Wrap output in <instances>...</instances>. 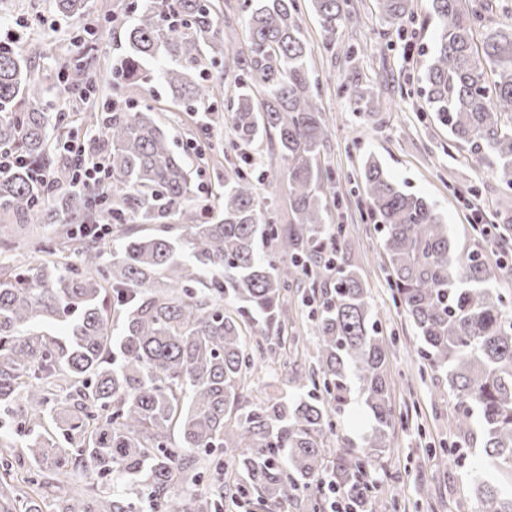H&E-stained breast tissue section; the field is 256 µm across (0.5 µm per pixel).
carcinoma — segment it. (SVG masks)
Here are the masks:
<instances>
[{"label": "carcinoma", "instance_id": "carcinoma-1", "mask_svg": "<svg viewBox=\"0 0 512 512\" xmlns=\"http://www.w3.org/2000/svg\"><path fill=\"white\" fill-rule=\"evenodd\" d=\"M73 19V45L99 40L98 28L124 30L109 65L107 95L90 92L96 58L38 77L29 55L0 44V147L18 166L0 174V512H214L224 491L255 495L275 509L319 488L329 474L338 494L361 512L376 501L368 462L389 447L395 415L385 340L367 288L332 235L336 268L323 260L330 202L321 151L329 139L311 79L296 0H243L248 41L224 47L216 0H131L85 23L89 0H54ZM386 23L402 29L409 0H378ZM434 49L422 74L425 106L455 141L482 162L496 161L512 189V20L492 24L499 0H430ZM324 43L353 22L351 0H312ZM222 73L211 76L209 68ZM234 74L231 126L237 143L267 139L284 162L288 222L267 215L248 158L224 173L218 218L198 212L179 235L158 233L191 200L194 185L151 104L123 93L157 81L171 102L210 117L200 137L224 123V77ZM77 95L64 112L45 82ZM103 152L112 180L107 201L86 209L88 191L68 185L41 201L36 171L52 165L75 123ZM360 178L380 225L393 287L431 369L445 375L456 404L450 424L512 483V316L491 283L480 244L458 251L435 205L403 192L371 155ZM111 220L109 244L72 224ZM54 224L23 244L12 225ZM276 242L280 253L260 254ZM320 290L316 317L320 376L293 373V397L249 406L244 380L268 364L289 288ZM235 305L227 312L224 301ZM258 318L255 343L243 335ZM371 415L363 449L328 442L333 415L350 403L352 381ZM478 427H473V419ZM50 461L70 479L78 469L112 476L102 489H72L46 500L42 475L20 486L12 471ZM211 466L237 479L199 487ZM193 490L178 510L176 490ZM480 512H512V491L476 483Z\"/></svg>", "mask_w": 512, "mask_h": 512}]
</instances>
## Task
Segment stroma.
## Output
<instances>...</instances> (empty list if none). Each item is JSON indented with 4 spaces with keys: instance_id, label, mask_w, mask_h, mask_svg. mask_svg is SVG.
Returning <instances> with one entry per match:
<instances>
[{
    "instance_id": "stroma-1",
    "label": "stroma",
    "mask_w": 512,
    "mask_h": 512,
    "mask_svg": "<svg viewBox=\"0 0 512 512\" xmlns=\"http://www.w3.org/2000/svg\"><path fill=\"white\" fill-rule=\"evenodd\" d=\"M355 24L339 29L336 44L326 47L310 0H298L299 25L311 50L312 75L321 86L322 117L329 141L322 165L329 170V191L340 200L331 224L342 227L341 239L352 264L368 290L376 325L387 341V378L395 409L391 446L366 469L365 479L386 503L385 512H479L476 479L493 481L497 470L480 463L477 447L468 445L448 424L454 397L441 374L433 372L417 354L420 340L404 306L391 286L393 276L381 236L367 218L359 168L373 154L406 193L434 203L448 221L454 246L479 241L491 264L497 267L495 288L512 309V231L505 237L481 235L482 224H501V211L512 208V190L497 180L492 168L476 163L474 156L448 134L435 113L424 105L421 73L432 45L434 23L429 0H411L413 23L404 36L385 24L377 0H352ZM0 28L20 35L24 45L37 44L45 57H33L35 72L48 63L72 60L68 42L73 22L55 12L52 0H0ZM362 44L363 57L345 63L347 46ZM358 82L373 93L375 108L356 110L344 87ZM134 98L159 106L158 117L169 132L172 150L186 167L197 173L199 188L190 204L199 210L215 206L222 191L224 170L239 163L243 151L232 147L230 128L215 131L213 139L224 146L209 164H202L192 147L205 116L183 111L171 103L163 84L137 89ZM265 178L259 193L265 206L280 221L288 219V191L281 160H269L267 142L248 151ZM478 208L482 224H475L471 208ZM319 300L311 289L289 292L283 314V335L278 347L287 363L267 365L246 393L249 403L266 397L290 396L293 374L318 372L315 353V318Z\"/></svg>"
}]
</instances>
